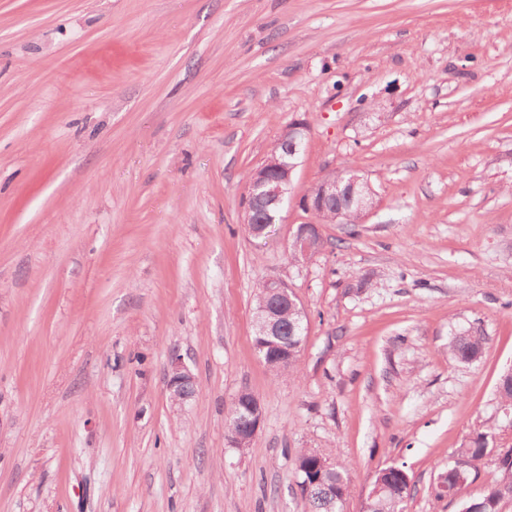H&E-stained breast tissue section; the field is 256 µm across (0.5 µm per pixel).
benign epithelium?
Masks as SVG:
<instances>
[{
	"label": "benign epithelium",
	"instance_id": "obj_1",
	"mask_svg": "<svg viewBox=\"0 0 512 512\" xmlns=\"http://www.w3.org/2000/svg\"><path fill=\"white\" fill-rule=\"evenodd\" d=\"M307 132L302 123H291L280 133L276 144L281 149H272L265 161L252 174L246 194L243 198V224L254 238L268 236L269 228L281 221V210L288 196V190L297 166L296 158ZM343 197L352 199L357 210L366 212L373 204V190L370 184L358 175L350 172L343 179L326 176L319 181L303 199V209L313 216H318L336 200ZM321 240L320 225L315 222L300 224L293 235L291 248L294 253L308 260L315 254ZM267 294L266 302L256 310L254 317L255 335L262 339L258 347L266 364L288 362V349L275 344V340L284 331L283 316L280 309L288 304L299 313V318L291 328V332H304V310L295 293L279 278H268L264 281ZM194 380L189 369L181 359L171 360L168 371L167 388L171 401L182 405L186 401L183 387ZM263 408L260 399L252 396L246 403V418L241 432L228 436L231 447L242 440H251L260 427Z\"/></svg>",
	"mask_w": 512,
	"mask_h": 512
}]
</instances>
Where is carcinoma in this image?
Returning a JSON list of instances; mask_svg holds the SVG:
<instances>
[{
	"label": "carcinoma",
	"instance_id": "1",
	"mask_svg": "<svg viewBox=\"0 0 512 512\" xmlns=\"http://www.w3.org/2000/svg\"><path fill=\"white\" fill-rule=\"evenodd\" d=\"M336 211L342 215L334 218L329 214L320 217L324 224L359 222L361 215L352 202L344 199L336 203ZM487 338L479 331L457 333L448 341V352L457 361L473 363L482 356ZM497 394L504 411H512V376L502 373L498 379ZM496 456L497 477L487 484L478 499L463 498V491L479 474V464L489 455ZM302 488L303 512H343L349 493L351 468L342 462L333 463L312 448H302L295 459ZM373 483L380 484V492L366 501L364 512H405V503L412 495L413 483L402 466L391 465L379 469ZM438 498L462 499V512H501L503 503L512 500V445L496 444L492 432H476L453 453L443 480L434 488Z\"/></svg>",
	"mask_w": 512,
	"mask_h": 512
}]
</instances>
